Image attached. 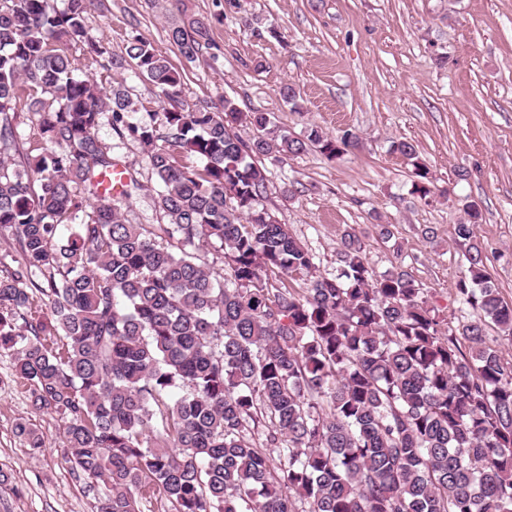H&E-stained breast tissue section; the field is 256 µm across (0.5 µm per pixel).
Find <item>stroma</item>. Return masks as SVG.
Listing matches in <instances>:
<instances>
[{"label": "stroma", "mask_w": 512, "mask_h": 512, "mask_svg": "<svg viewBox=\"0 0 512 512\" xmlns=\"http://www.w3.org/2000/svg\"><path fill=\"white\" fill-rule=\"evenodd\" d=\"M196 18L211 27L190 63L166 31ZM87 26L113 53L135 35L152 42L181 71L185 106L226 97L297 135L311 126L360 135L336 159L311 149L265 163L267 206L313 251L320 274L335 272L349 231L377 270L402 267L449 321L467 320L456 291L465 248L453 227L474 202L487 271L512 302V0H98ZM287 85L299 91L300 110L283 102ZM100 134L150 181L138 142L107 126ZM399 140L427 164L429 195L415 193L411 166L393 150ZM20 421L42 436L41 452L17 436ZM61 432L0 355V512H95L106 487L64 462Z\"/></svg>", "instance_id": "1"}]
</instances>
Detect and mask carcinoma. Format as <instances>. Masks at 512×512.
<instances>
[{
	"label": "carcinoma",
	"mask_w": 512,
	"mask_h": 512,
	"mask_svg": "<svg viewBox=\"0 0 512 512\" xmlns=\"http://www.w3.org/2000/svg\"><path fill=\"white\" fill-rule=\"evenodd\" d=\"M94 4L0 0V239L19 249L0 274V352L34 409L63 420V458L108 486L95 512L154 500L161 512H512V361L485 334L512 339V303L485 270L479 207L453 227L467 322L449 323L406 271L376 272L351 232L336 273L316 274L265 206L258 160L309 147L333 159L357 134L295 136L228 98L179 107L181 72L142 37L109 52L86 26ZM208 32L194 19L167 36L192 61ZM80 44L82 77L69 53ZM128 70L171 108L129 120L124 84L109 94L95 79ZM24 97L35 156L18 132ZM105 123L144 147L154 185L126 170L121 199L102 195L117 166ZM394 151L430 193L416 146ZM141 192L155 224L121 213Z\"/></svg>",
	"instance_id": "1"
}]
</instances>
